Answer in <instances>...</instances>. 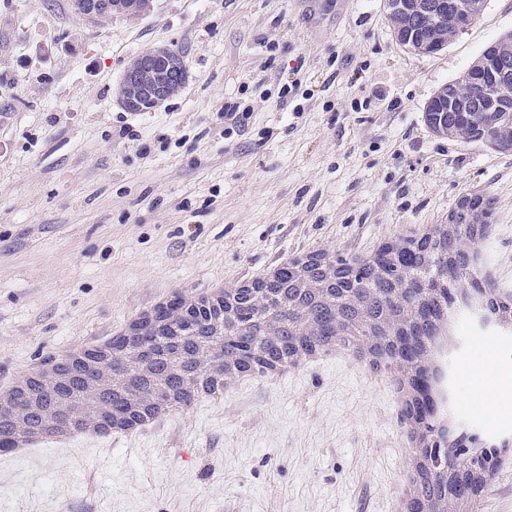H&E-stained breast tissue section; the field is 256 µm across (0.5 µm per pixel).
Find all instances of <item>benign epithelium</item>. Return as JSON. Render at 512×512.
I'll return each mask as SVG.
<instances>
[{
	"mask_svg": "<svg viewBox=\"0 0 512 512\" xmlns=\"http://www.w3.org/2000/svg\"><path fill=\"white\" fill-rule=\"evenodd\" d=\"M136 0H72L75 13L87 22L98 24L114 11L126 10L127 3ZM389 17L429 18V24L442 27L448 11H454L455 29L459 33L473 21L475 4L472 0H388ZM397 42L410 52H424V45L403 31L404 25H392ZM466 78L484 92L464 112H512V70L495 54L484 51L467 70ZM186 80V68L181 57L167 47H150L134 58L126 67L118 87L121 106L129 112L153 110L174 96ZM459 100L454 98L450 85L443 84L436 90L425 107L426 121L431 130L439 133L444 128L437 113L457 109Z\"/></svg>",
	"mask_w": 512,
	"mask_h": 512,
	"instance_id": "obj_1",
	"label": "benign epithelium"
}]
</instances>
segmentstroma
<instances>
[{"mask_svg":"<svg viewBox=\"0 0 512 512\" xmlns=\"http://www.w3.org/2000/svg\"><path fill=\"white\" fill-rule=\"evenodd\" d=\"M510 32L512 0H483L431 54L397 43L387 0H152L98 25L71 0H0V382L168 289L351 256L473 191L494 202L479 252L512 289V151L424 116ZM154 46L182 51L187 82L126 112L115 89ZM229 104L245 114L231 129ZM459 334L458 423L512 438V330L476 332L464 312ZM488 360L482 409L468 372ZM408 453L392 387L325 358L136 437L0 455V512H392Z\"/></svg>","mask_w":512,"mask_h":512,"instance_id":"1","label":"stroma"}]
</instances>
